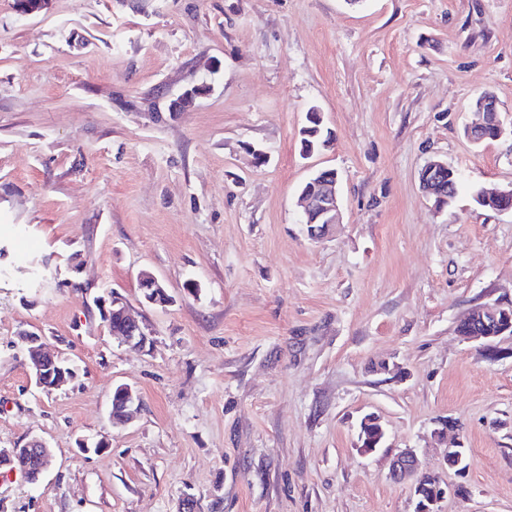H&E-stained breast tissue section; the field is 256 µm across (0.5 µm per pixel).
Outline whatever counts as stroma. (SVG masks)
Returning <instances> with one entry per match:
<instances>
[{
  "instance_id": "1",
  "label": "stroma",
  "mask_w": 512,
  "mask_h": 512,
  "mask_svg": "<svg viewBox=\"0 0 512 512\" xmlns=\"http://www.w3.org/2000/svg\"><path fill=\"white\" fill-rule=\"evenodd\" d=\"M486 91L512 119V0H0V448L53 453L39 483L0 473V512H414L404 448L466 488L441 512H512V340L492 361L456 332L512 302V211L470 196L512 185V134L462 132ZM313 106L331 142L305 158ZM436 157L460 174L444 209L420 188ZM319 169L342 222L313 240ZM112 292L144 348L112 336ZM23 330L75 378L39 389ZM368 413L387 441L365 455ZM337 183V171L328 169L317 182L299 196L302 224H306L307 235L311 239L323 238L339 224ZM139 285L144 299L153 305L165 306L171 298L167 294L165 286L150 272L143 271L139 277ZM139 406L138 395L130 387L120 385L115 388L112 395L110 417L113 422L126 423L133 417ZM363 428L364 427H370V426H378L377 430L378 433L381 434V437H374L373 439L367 438L363 432L361 431V425H360V431L358 432V444L357 448H360L361 452L363 453H370L373 452L376 448H380L385 444L386 441V431L385 429L380 425L381 420L378 415H375L373 413L366 414L361 421Z\"/></svg>"
}]
</instances>
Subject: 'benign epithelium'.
Returning <instances> with one entry per match:
<instances>
[{
	"label": "benign epithelium",
	"mask_w": 512,
	"mask_h": 512,
	"mask_svg": "<svg viewBox=\"0 0 512 512\" xmlns=\"http://www.w3.org/2000/svg\"><path fill=\"white\" fill-rule=\"evenodd\" d=\"M492 111L489 103L478 107V119L468 125L471 138H478L486 126L485 113ZM448 169V162L442 159L429 161L421 171L420 182L422 190L434 198L435 206L442 207L445 199L444 175ZM338 173L328 169L309 189L299 196L302 211V223L306 224L308 237L322 238L333 230L339 223V199L336 192ZM139 285L144 299L153 305L165 306L171 298L165 286L150 272L143 271L139 277ZM107 317H116L120 321L118 336L131 347H144L148 342L145 327L129 313L127 304L118 296L112 297L109 308L105 309ZM457 331L468 341L480 344L484 355L494 360L501 355L499 344L506 338L512 340V303H485L471 309L457 322ZM22 340L28 345L31 360L30 373L35 385L45 391L58 388L73 378L72 372L61 365V358L45 352L42 338L34 332L20 334ZM140 406L138 395L128 386L120 385L115 388L110 417L116 423H125L131 419ZM379 416L370 413L362 418L365 427H378L379 436L369 439L363 432H358V444L363 453H370L382 447L386 441V431L380 426ZM26 451L38 459L40 471L45 473L51 464V456L47 443L40 439L30 440ZM391 475L399 481H409L415 489V512H439L438 504L448 496H463L466 489L462 486H450L439 482L429 488L427 492H420L425 472L422 471L417 451L405 448L395 454L391 461Z\"/></svg>",
	"instance_id": "7a95c632"
}]
</instances>
